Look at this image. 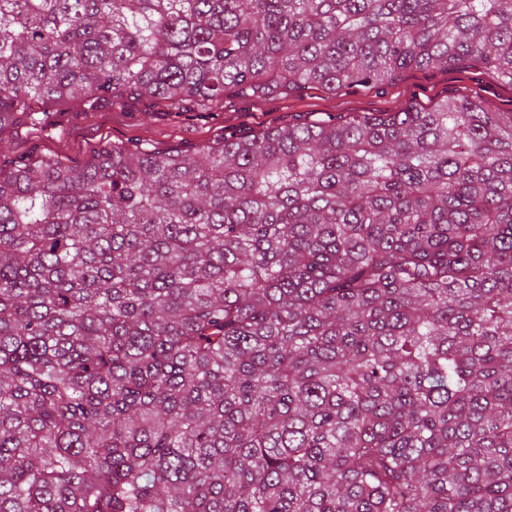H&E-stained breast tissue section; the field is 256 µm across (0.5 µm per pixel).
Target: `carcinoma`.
I'll list each match as a JSON object with an SVG mask.
<instances>
[{
  "label": "carcinoma",
  "instance_id": "carcinoma-1",
  "mask_svg": "<svg viewBox=\"0 0 512 512\" xmlns=\"http://www.w3.org/2000/svg\"><path fill=\"white\" fill-rule=\"evenodd\" d=\"M465 61L512 0H0V131ZM0 512H512V112L0 171Z\"/></svg>",
  "mask_w": 512,
  "mask_h": 512
}]
</instances>
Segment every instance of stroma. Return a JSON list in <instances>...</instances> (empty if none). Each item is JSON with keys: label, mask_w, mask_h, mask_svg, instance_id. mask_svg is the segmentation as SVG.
<instances>
[{"label": "stroma", "mask_w": 512, "mask_h": 512, "mask_svg": "<svg viewBox=\"0 0 512 512\" xmlns=\"http://www.w3.org/2000/svg\"><path fill=\"white\" fill-rule=\"evenodd\" d=\"M479 96L512 112V88L478 64L448 70L412 68L379 88L354 86L334 94L311 88L283 97L226 95L217 108L185 104L173 110L153 99L124 98L99 103L91 112H53L49 127L28 124L0 135V170L52 157L83 164L100 145L123 143L162 152L193 153L222 141L288 124L325 120L346 112H392L409 103L427 105L450 96Z\"/></svg>", "instance_id": "stroma-1"}]
</instances>
